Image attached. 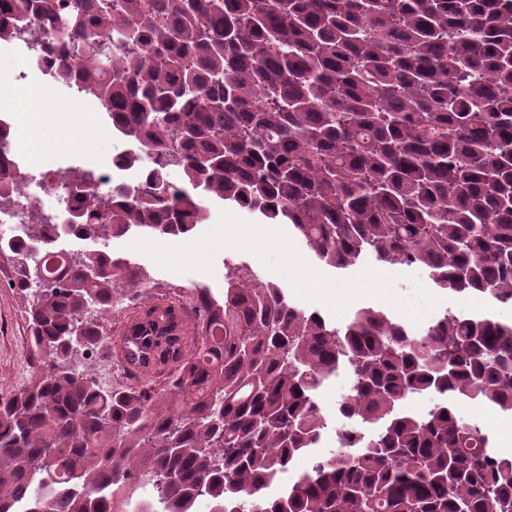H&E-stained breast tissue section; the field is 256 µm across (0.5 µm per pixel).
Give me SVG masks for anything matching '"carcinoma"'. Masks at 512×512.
Wrapping results in <instances>:
<instances>
[{
  "instance_id": "cac0c4a2",
  "label": "carcinoma",
  "mask_w": 512,
  "mask_h": 512,
  "mask_svg": "<svg viewBox=\"0 0 512 512\" xmlns=\"http://www.w3.org/2000/svg\"><path fill=\"white\" fill-rule=\"evenodd\" d=\"M20 23L48 32L59 83L109 103L141 176L102 192L94 171L62 170L82 183L72 224L31 202L27 238L65 260L47 293L22 266L33 251L0 245L46 365L0 399V512H126L138 477L165 512L200 497L211 512H512V455L452 407L512 417V322L447 310L414 331L368 307L338 325L235 262L222 298L190 289V332L182 304L146 300L143 268L58 248L181 238L219 201L291 225L331 268L372 256L512 303V0H0V44ZM21 191L0 153V208ZM121 285L142 383L112 388L87 360ZM341 370L338 449L272 492L318 447ZM430 392L426 414L401 410ZM348 385L349 383L347 376L345 373L341 372L336 376L335 380L324 389L322 393V404L333 418L335 417L336 404L346 393Z\"/></svg>"
}]
</instances>
